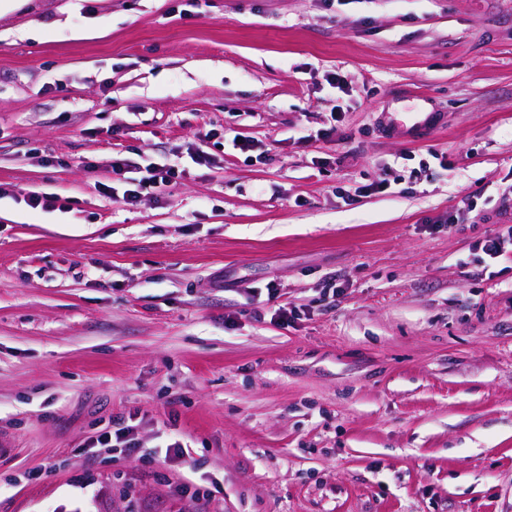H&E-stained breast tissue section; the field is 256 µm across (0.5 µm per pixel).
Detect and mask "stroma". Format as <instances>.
I'll list each match as a JSON object with an SVG mask.
<instances>
[{
    "label": "stroma",
    "mask_w": 512,
    "mask_h": 512,
    "mask_svg": "<svg viewBox=\"0 0 512 512\" xmlns=\"http://www.w3.org/2000/svg\"><path fill=\"white\" fill-rule=\"evenodd\" d=\"M509 194L512 0L0 15V512H512ZM125 159H116L112 161V180L122 182L132 188L126 189L122 200L126 205H133L143 195L153 194L162 191L170 186L173 180L178 177L179 171L171 167L153 165L152 163L139 170V177H130L127 174L132 173ZM124 424L123 419L113 422L112 430L101 432L90 441L91 448H134L135 443L128 439L130 426Z\"/></svg>",
    "instance_id": "obj_1"
}]
</instances>
